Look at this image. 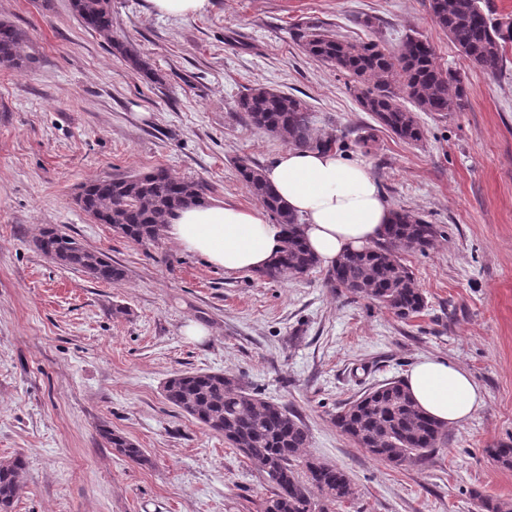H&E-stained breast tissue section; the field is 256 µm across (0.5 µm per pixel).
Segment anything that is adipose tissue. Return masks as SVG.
<instances>
[{
	"mask_svg": "<svg viewBox=\"0 0 512 512\" xmlns=\"http://www.w3.org/2000/svg\"><path fill=\"white\" fill-rule=\"evenodd\" d=\"M263 174L301 219L303 239L323 267L380 242L393 218L364 160L333 150L290 148ZM165 233L186 252L228 273L263 270L285 240L282 226L269 223L260 210L222 203L180 209ZM405 385L418 407L445 426L466 423L485 403L468 371L443 358L418 359Z\"/></svg>",
	"mask_w": 512,
	"mask_h": 512,
	"instance_id": "ef3b65f1",
	"label": "adipose tissue"
}]
</instances>
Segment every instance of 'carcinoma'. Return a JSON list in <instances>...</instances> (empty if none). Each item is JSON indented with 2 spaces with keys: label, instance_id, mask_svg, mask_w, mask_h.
<instances>
[{
  "label": "carcinoma",
  "instance_id": "1",
  "mask_svg": "<svg viewBox=\"0 0 512 512\" xmlns=\"http://www.w3.org/2000/svg\"><path fill=\"white\" fill-rule=\"evenodd\" d=\"M82 26L106 37L112 49L146 77L154 76L125 34L114 30L112 0H72ZM435 23L448 34L470 64L487 76L503 67L512 24L496 22L485 13L482 0H429ZM26 35L8 21H0V67L19 68L24 63ZM303 52L350 76L361 109L378 125L407 142H419L423 130L414 111L462 112L467 91L456 76L437 64L431 45L417 35H406L398 47L377 42L352 43L318 26L302 35ZM403 90L414 108L401 101ZM237 111L253 125L281 137L296 148H333L332 136L316 137L308 103L294 95L264 85L246 90L236 103ZM252 196L283 225L282 250L259 276L275 281L284 275L302 276L318 261L305 245L298 219L263 178L262 170L246 160L238 166ZM83 210L100 224H110L123 237L138 244L161 239L173 213L185 206L204 204L199 184L173 178L165 169L105 178L83 186ZM437 236L435 225L408 212H394L384 238L372 248L342 255L327 273L332 288L367 297L393 311L400 319L420 313L426 300L414 273L399 257V249L424 251ZM36 248L63 268L80 271L92 279L116 283L125 278L123 267L104 254L87 249L74 238L49 229L35 240ZM168 403L195 419L206 429L224 436L272 485L273 491L261 512H330L350 503L355 488L342 467L318 457L300 456L309 446L310 433L287 407L244 387L221 372H178L164 382ZM334 425L358 447L377 460L394 465L427 460L445 437L444 426L421 410L400 380L384 383L344 404ZM107 444L132 462H148L143 449L131 439L102 430ZM504 468H512V446L486 449ZM25 460L17 456L0 463V512H13L21 490ZM479 512H512V503L474 494Z\"/></svg>",
  "mask_w": 512,
  "mask_h": 512
}]
</instances>
